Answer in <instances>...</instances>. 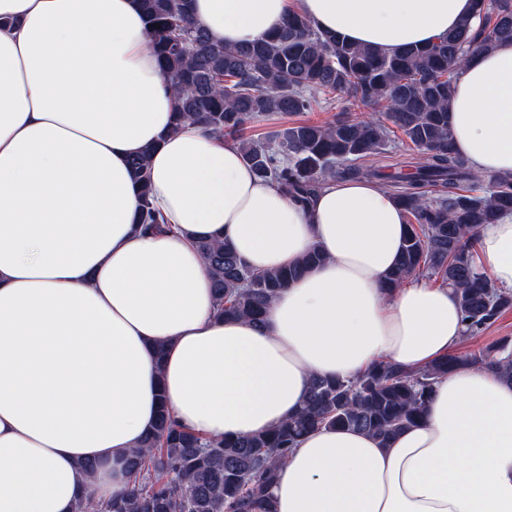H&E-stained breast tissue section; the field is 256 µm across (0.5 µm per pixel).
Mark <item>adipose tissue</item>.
I'll list each match as a JSON object with an SVG mask.
<instances>
[{"label":"adipose tissue","mask_w":512,"mask_h":512,"mask_svg":"<svg viewBox=\"0 0 512 512\" xmlns=\"http://www.w3.org/2000/svg\"><path fill=\"white\" fill-rule=\"evenodd\" d=\"M294 12L388 54L478 21L473 0L192 4L228 46ZM174 108L139 0H0V512H75L86 490H124L126 454L160 404L207 439L251 434L297 413L313 376L417 369L463 335L451 288L385 286L407 233L393 192L330 178L300 204L226 141L172 130ZM448 122L476 174L512 173L511 39L462 65ZM152 143L151 195L170 228L148 235L129 161ZM205 239L258 271L314 247L324 259L262 324L225 320ZM477 251L512 289V212L479 231ZM270 494L276 512H512V383L450 372L386 448L359 431L309 433Z\"/></svg>","instance_id":"adipose-tissue-1"}]
</instances>
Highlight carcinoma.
I'll return each instance as SVG.
<instances>
[{
	"mask_svg": "<svg viewBox=\"0 0 512 512\" xmlns=\"http://www.w3.org/2000/svg\"><path fill=\"white\" fill-rule=\"evenodd\" d=\"M480 23L450 30L425 45L392 54L357 46L293 14L271 35L245 46L215 43L192 17V0H141L164 83L176 98L178 130L185 121L234 144L244 161L278 189L306 204L330 176L386 184L411 221L401 257L386 275L390 288L426 275L455 290L464 335L475 336L512 308V291L497 287L474 261L476 234L512 211V175L485 182L453 149L448 111L458 70L477 52L512 38V0H474ZM317 92L372 106L377 119L346 117L334 123H297L264 143L244 137L248 122L271 115L310 112ZM397 128L425 157L389 155ZM145 148L130 161L140 190V223L150 233L165 220L150 201ZM441 188L440 198H428ZM216 297V314L259 324L278 291L322 261L312 248L296 265L257 272L230 248L199 242ZM481 365L512 382V341L478 352L456 351L408 370L379 363L355 379H311L304 407L264 432L205 440L180 426L165 401L157 422L126 467L130 489L97 500L80 499L79 512H275L269 489L298 439L320 429H350L386 447L417 424L435 383L455 368Z\"/></svg>",
	"mask_w": 512,
	"mask_h": 512,
	"instance_id": "1",
	"label": "carcinoma"
}]
</instances>
